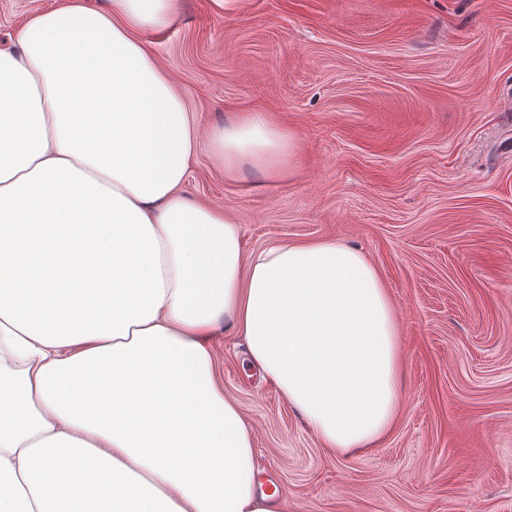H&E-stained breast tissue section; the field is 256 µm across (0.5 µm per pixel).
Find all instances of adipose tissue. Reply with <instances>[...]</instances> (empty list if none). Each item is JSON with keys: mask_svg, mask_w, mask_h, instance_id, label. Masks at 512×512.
<instances>
[{"mask_svg": "<svg viewBox=\"0 0 512 512\" xmlns=\"http://www.w3.org/2000/svg\"><path fill=\"white\" fill-rule=\"evenodd\" d=\"M175 4L68 0L0 46V512H288L218 379L222 331L331 453L394 424L398 320L366 257L246 254L183 194L199 133L141 39ZM208 142L228 177L297 148L259 115Z\"/></svg>", "mask_w": 512, "mask_h": 512, "instance_id": "1", "label": "adipose tissue"}]
</instances>
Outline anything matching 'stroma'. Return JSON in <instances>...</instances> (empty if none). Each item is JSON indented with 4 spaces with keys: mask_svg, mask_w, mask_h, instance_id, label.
Masks as SVG:
<instances>
[{
    "mask_svg": "<svg viewBox=\"0 0 512 512\" xmlns=\"http://www.w3.org/2000/svg\"><path fill=\"white\" fill-rule=\"evenodd\" d=\"M66 0H0V43ZM201 136L263 114L298 150L225 178L200 145L183 187L244 249L330 240L376 267L402 397L376 448L338 456L215 339L288 512H512V0H177L143 33Z\"/></svg>",
    "mask_w": 512,
    "mask_h": 512,
    "instance_id": "obj_1",
    "label": "stroma"
}]
</instances>
